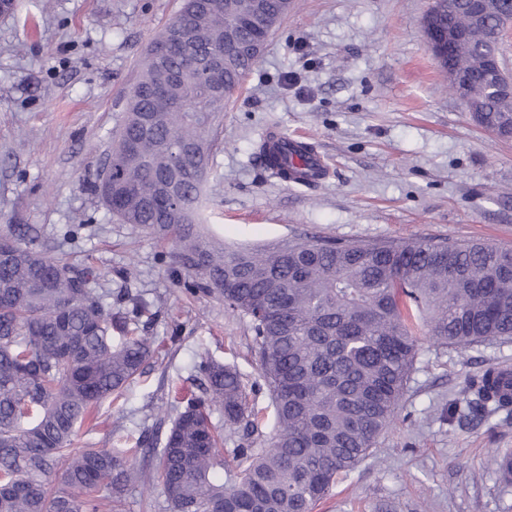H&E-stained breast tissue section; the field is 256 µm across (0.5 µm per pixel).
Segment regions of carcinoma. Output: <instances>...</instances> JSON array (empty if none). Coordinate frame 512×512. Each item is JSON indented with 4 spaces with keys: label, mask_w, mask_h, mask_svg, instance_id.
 Here are the masks:
<instances>
[{
    "label": "carcinoma",
    "mask_w": 512,
    "mask_h": 512,
    "mask_svg": "<svg viewBox=\"0 0 512 512\" xmlns=\"http://www.w3.org/2000/svg\"><path fill=\"white\" fill-rule=\"evenodd\" d=\"M191 32L204 52L224 40V63L198 71L180 45L166 47L177 73V103L156 112L152 52L128 91L112 132L107 159L116 164L128 143L140 162L120 180L99 181L107 212L173 245L172 263L192 274L191 293L214 294L225 309L250 318L259 365L275 410L276 432L266 447L235 449L238 472L224 479V439L209 410H224L226 427L248 435L259 412L248 407L237 370L202 358L197 373L205 397L177 409L156 470L127 467L137 448H84L71 453L77 427L91 412L142 373L152 349L137 335L147 303L135 299L133 318L112 314L96 288L98 277L40 249L12 227L0 232L16 244V257L0 266V512H118L131 483L159 484L172 512H313L337 480L373 452L394 421L426 338L457 350L512 339V249L485 242L429 238L340 243L319 239L281 247L230 250L201 231L208 168L180 172L172 192L186 210L179 219L148 199L176 164L169 136L199 148L208 160L207 131L261 57L237 50L273 30L292 0H210ZM512 19V0H501L481 21L469 0H452L433 20L469 31L456 61L473 87V104L498 136H512V100L484 89L482 63L498 27ZM265 169L280 179L294 168L288 144L268 156ZM51 274L34 285L30 257ZM494 371L467 386L448 413L467 419L486 411H512V395H498ZM491 458L501 480L512 483V450Z\"/></svg>",
    "instance_id": "carcinoma-1"
}]
</instances>
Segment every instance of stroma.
I'll return each instance as SVG.
<instances>
[{
	"mask_svg": "<svg viewBox=\"0 0 512 512\" xmlns=\"http://www.w3.org/2000/svg\"><path fill=\"white\" fill-rule=\"evenodd\" d=\"M183 0H18L0 15V229L30 228L50 254L96 273L113 310L149 303L155 353L121 402L104 401L73 450L131 447L157 467L175 403L201 396L203 357L235 368L264 418L224 446L263 448L274 409L248 317L179 288L171 245L113 221L92 191L151 42ZM430 0H293L213 133L208 232L232 248L295 238L435 237L512 248V139L472 120L428 51ZM271 128L311 143L312 186L269 176L253 145ZM512 367V340L465 352L422 342L392 426L315 512H512L489 463L512 417L449 419L469 380Z\"/></svg>",
	"mask_w": 512,
	"mask_h": 512,
	"instance_id": "1",
	"label": "stroma"
}]
</instances>
